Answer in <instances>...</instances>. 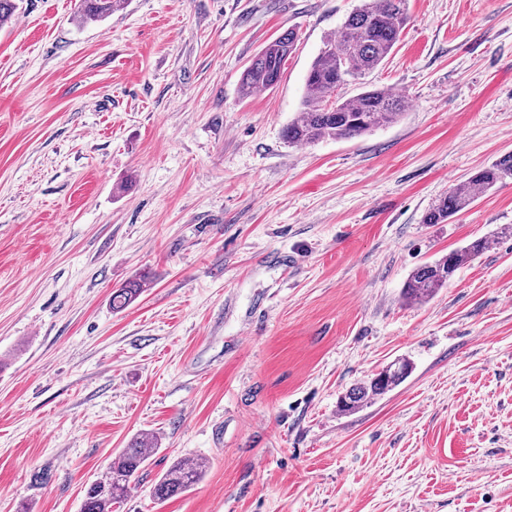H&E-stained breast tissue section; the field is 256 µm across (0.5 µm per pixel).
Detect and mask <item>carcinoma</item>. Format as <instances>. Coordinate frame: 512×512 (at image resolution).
<instances>
[{
  "mask_svg": "<svg viewBox=\"0 0 512 512\" xmlns=\"http://www.w3.org/2000/svg\"><path fill=\"white\" fill-rule=\"evenodd\" d=\"M122 0H79L77 18L83 24L99 22L116 10ZM407 0H364L344 20L338 32L324 40L323 48L305 78L301 110L288 123L284 137L290 145L310 144L323 139L343 140L397 121L405 107L404 97L378 88L345 98L339 90L350 80L385 62L399 41L408 16ZM297 46V34L288 30L269 40L254 56L241 78L245 97L276 85L288 58ZM512 179V154L504 155L478 170L462 187L453 188L426 213L424 223L443 224L466 209L480 194ZM489 240L479 238L468 246L425 263L410 274L403 287L409 301L423 302L448 284L466 262L482 254ZM149 287L145 279L125 284L112 293V309L123 310ZM410 365H390L338 400L343 412H354L369 401L391 391L408 376ZM156 444L139 437L112 460L105 472L85 490L82 512H112V504L125 499L131 483L145 467ZM206 463L181 460L157 478L154 499L163 502L190 490L202 477Z\"/></svg>",
  "mask_w": 512,
  "mask_h": 512,
  "instance_id": "cac0c4a2",
  "label": "carcinoma"
}]
</instances>
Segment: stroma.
<instances>
[{"label":"stroma","mask_w":512,"mask_h":512,"mask_svg":"<svg viewBox=\"0 0 512 512\" xmlns=\"http://www.w3.org/2000/svg\"><path fill=\"white\" fill-rule=\"evenodd\" d=\"M360 4L125 0L83 25L75 0H23L0 26V512H81L147 434L113 512H512V180L423 221L512 153V0H408L391 57L343 90L389 89L402 116L289 145L311 62ZM290 28L280 82L242 97ZM401 358V384L339 411ZM197 459L193 488L152 498ZM296 46L297 34L293 29L269 40L243 72L240 85L242 95L252 97L276 85ZM488 247L489 240L479 238L460 250L417 267L404 284V298L409 301H425L447 285L463 264L482 254ZM149 287L147 279L128 282L112 293V309L123 310L133 303ZM156 449L146 437L135 439L129 448L108 464L105 472L85 490L82 512H112V503L125 499L131 483ZM205 468L206 463L201 460L173 464L155 481L151 491L154 499L163 502L190 490L201 479Z\"/></svg>","instance_id":"obj_1"}]
</instances>
